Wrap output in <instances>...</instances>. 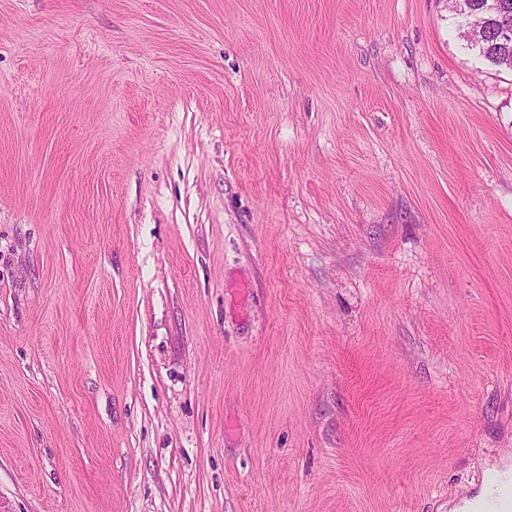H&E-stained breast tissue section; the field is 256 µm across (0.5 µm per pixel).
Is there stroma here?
<instances>
[{
    "mask_svg": "<svg viewBox=\"0 0 512 512\" xmlns=\"http://www.w3.org/2000/svg\"><path fill=\"white\" fill-rule=\"evenodd\" d=\"M512 70L448 0H0V512L512 498Z\"/></svg>",
    "mask_w": 512,
    "mask_h": 512,
    "instance_id": "1",
    "label": "stroma"
}]
</instances>
